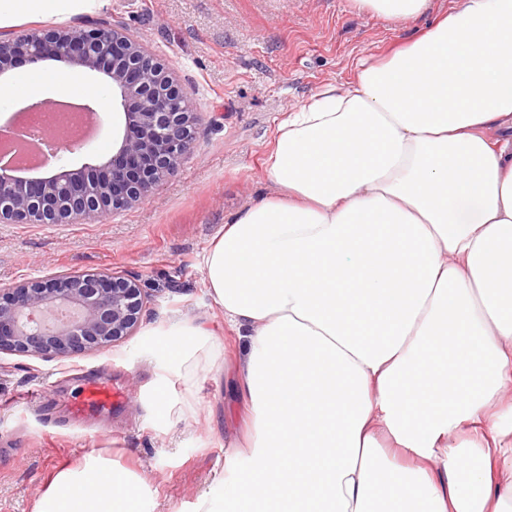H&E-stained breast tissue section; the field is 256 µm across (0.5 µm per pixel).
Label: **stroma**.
<instances>
[{
  "label": "stroma",
  "mask_w": 512,
  "mask_h": 512,
  "mask_svg": "<svg viewBox=\"0 0 512 512\" xmlns=\"http://www.w3.org/2000/svg\"><path fill=\"white\" fill-rule=\"evenodd\" d=\"M455 0H431L408 20H388L354 0H107L69 19L125 25L173 73L198 115L196 148L147 199L80 224H1L0 288L63 272L138 278L150 304L121 343L68 358L0 353V512H32L62 467L96 451L145 475L156 512H190L224 473L244 427L234 399L238 342L205 289L203 256L226 221L272 194L263 161L287 112L326 83L346 84L359 61L424 32ZM96 140L63 153L72 169L111 158L123 107H99ZM181 317L209 331L212 366L199 370L194 414L159 417L154 390L169 360L155 328ZM107 381L124 396L82 416L73 404Z\"/></svg>",
  "instance_id": "stroma-1"
}]
</instances>
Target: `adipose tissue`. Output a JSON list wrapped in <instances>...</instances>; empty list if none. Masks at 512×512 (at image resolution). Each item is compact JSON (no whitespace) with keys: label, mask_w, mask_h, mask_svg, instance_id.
I'll use <instances>...</instances> for the list:
<instances>
[{"label":"adipose tissue","mask_w":512,"mask_h":512,"mask_svg":"<svg viewBox=\"0 0 512 512\" xmlns=\"http://www.w3.org/2000/svg\"><path fill=\"white\" fill-rule=\"evenodd\" d=\"M98 0H0V31ZM104 98L27 70L0 101ZM274 195L225 224L203 265L237 336L246 429L194 512H512V0H457L386 59L288 112ZM155 390L183 418L205 331L167 330ZM33 512H156L98 453Z\"/></svg>","instance_id":"adipose-tissue-1"}]
</instances>
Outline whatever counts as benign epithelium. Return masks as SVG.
I'll return each mask as SVG.
<instances>
[{
    "label": "benign epithelium",
    "mask_w": 512,
    "mask_h": 512,
    "mask_svg": "<svg viewBox=\"0 0 512 512\" xmlns=\"http://www.w3.org/2000/svg\"><path fill=\"white\" fill-rule=\"evenodd\" d=\"M16 58L53 59L104 74L120 95L125 129L112 157L47 177L0 172L1 224L90 221L144 200L195 145L197 115L158 58L119 25L24 29L0 39V72ZM148 300L133 276L63 273L0 290V352L66 357L114 345L138 327ZM67 307L75 316L48 322Z\"/></svg>",
    "instance_id": "1"
}]
</instances>
